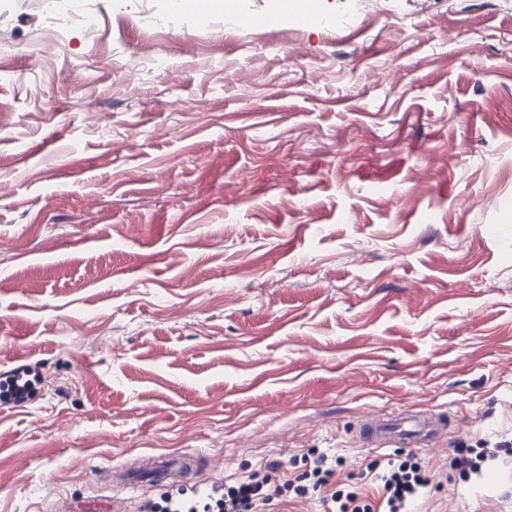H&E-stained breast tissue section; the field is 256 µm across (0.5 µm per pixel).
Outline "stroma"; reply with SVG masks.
Here are the masks:
<instances>
[{"instance_id":"1","label":"stroma","mask_w":512,"mask_h":512,"mask_svg":"<svg viewBox=\"0 0 512 512\" xmlns=\"http://www.w3.org/2000/svg\"><path fill=\"white\" fill-rule=\"evenodd\" d=\"M0 0V512L191 448L231 481L419 459L415 512H512V0ZM440 416L370 451L391 411ZM45 22L53 26L59 39L63 31L67 29L73 22H79L87 29H93L96 25V21L93 16L79 12H73L66 15L56 12H49L45 15ZM438 430L436 422L425 418L408 417L400 412H390L384 417H374L365 421L358 433V441L363 447L390 445H415L434 435ZM503 446V448H481L476 453L474 449H467L466 454L462 449L458 450L450 460V467L461 473L482 474L483 466L496 461L500 452L511 456L512 448L509 447L511 443L504 441Z\"/></svg>"}]
</instances>
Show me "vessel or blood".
<instances>
[{"label": "vessel or blood", "mask_w": 512, "mask_h": 512, "mask_svg": "<svg viewBox=\"0 0 512 512\" xmlns=\"http://www.w3.org/2000/svg\"><path fill=\"white\" fill-rule=\"evenodd\" d=\"M437 429L436 422L408 417L395 411L365 421L358 433V441L364 447L384 443L415 445L434 435ZM200 459V453L194 450L162 453L149 456L135 466L98 469L96 476L115 488L130 491L146 484L174 486L188 481L205 488L209 481L199 466ZM54 509L55 512H124L125 503L116 498L84 502L59 498L55 501Z\"/></svg>", "instance_id": "1"}]
</instances>
